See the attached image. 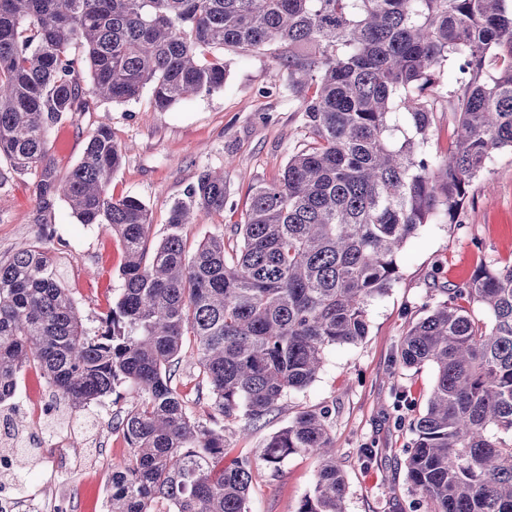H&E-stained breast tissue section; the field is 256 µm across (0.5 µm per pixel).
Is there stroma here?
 Listing matches in <instances>:
<instances>
[{"label":"stroma","instance_id":"obj_1","mask_svg":"<svg viewBox=\"0 0 512 512\" xmlns=\"http://www.w3.org/2000/svg\"><path fill=\"white\" fill-rule=\"evenodd\" d=\"M224 62L223 91L200 93L167 111H155L146 90L122 104L94 99L88 111L72 113L50 136L58 177L69 175L89 138L105 126L123 153L108 191L114 198L135 197L146 204L151 242L161 239L173 205L206 169H226L227 204L223 213L185 227L188 247L240 223L251 186L277 180L310 133L298 102L274 85L271 53L242 55L228 49ZM36 180V173H16L0 159V258L37 235ZM47 221L75 303L86 325L97 327L121 292L122 241L106 225L80 223L63 201ZM509 263L512 151L502 150L487 160L453 223L420 225L404 245L397 257L398 280L367 307V336L328 347L315 381L287 392L278 410L258 425H249L240 413L224 416L198 398L202 378L196 345L185 342L175 382L191 419L223 427L226 459L253 460L249 512H296L312 494L319 467L315 456L295 452L275 471L260 454L266 439L299 413L322 409L329 412L336 459L348 478L346 512H396L410 495L402 450L412 433L409 425L395 424L393 403L404 392L424 405L435 378L431 366L402 365L400 338L412 320L423 316L425 306L446 300L447 289L468 280L479 266ZM38 379L33 368L21 377L32 396L46 403L45 422L22 432L21 447L11 451L15 470L5 478L17 512H49L45 494L50 483L66 498L68 512H108V477L130 455L123 437L112 429V418L130 408L132 391L125 388L120 396L100 400L93 414L99 428L91 434L77 420L57 423V404ZM373 444L381 452L364 462L361 452Z\"/></svg>","mask_w":512,"mask_h":512}]
</instances>
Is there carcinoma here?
<instances>
[{"label": "carcinoma", "instance_id": "obj_1", "mask_svg": "<svg viewBox=\"0 0 512 512\" xmlns=\"http://www.w3.org/2000/svg\"><path fill=\"white\" fill-rule=\"evenodd\" d=\"M226 47L274 50L312 134L277 181L252 185L231 237L187 249L184 227L226 205L224 172L206 170L151 245L146 205L107 191L122 150L105 127L58 178L49 133L89 97L125 103L148 88L163 112L220 92L226 66L209 51ZM447 66L458 73L449 92ZM444 102L452 141L438 160L425 144ZM505 148L512 0H0V159L40 170L36 240L0 258V405L29 367L72 411L132 387L137 402L116 415L131 455L112 468L110 512H248L252 460L225 463L224 434L191 420L174 383L184 337L197 343L198 398L260 422L315 380L328 347L367 335V306L397 280L406 241L454 220ZM60 199L125 248L123 291L94 329L45 227ZM447 293L398 347L403 365L435 369L402 449L412 498L400 512H512V264L482 266ZM414 406L398 396L395 420ZM328 415L298 414L260 455L274 470L299 450L319 459L296 512H345Z\"/></svg>", "mask_w": 512, "mask_h": 512}]
</instances>
